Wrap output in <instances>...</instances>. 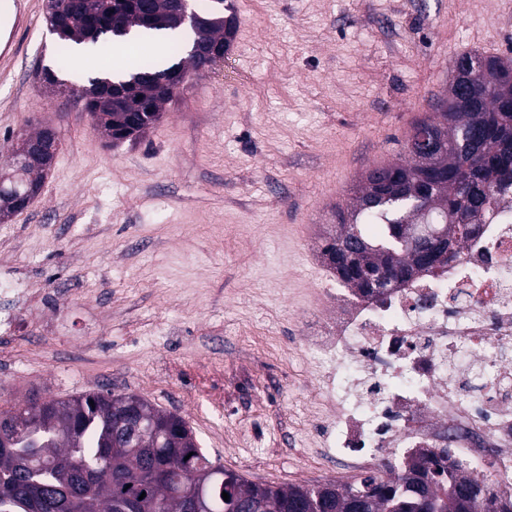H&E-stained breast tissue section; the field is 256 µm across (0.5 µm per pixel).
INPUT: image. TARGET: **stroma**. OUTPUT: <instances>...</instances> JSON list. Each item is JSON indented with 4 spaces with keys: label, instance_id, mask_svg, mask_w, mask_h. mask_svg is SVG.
Listing matches in <instances>:
<instances>
[{
    "label": "stroma",
    "instance_id": "1",
    "mask_svg": "<svg viewBox=\"0 0 512 512\" xmlns=\"http://www.w3.org/2000/svg\"><path fill=\"white\" fill-rule=\"evenodd\" d=\"M224 59L112 145L36 71L46 0H0V160L55 128L41 195L0 223V268L50 293L0 335V405L112 391L183 417L225 469L320 484L306 347L338 313L320 248L369 168L396 160L465 52L512 57V0H232Z\"/></svg>",
    "mask_w": 512,
    "mask_h": 512
}]
</instances>
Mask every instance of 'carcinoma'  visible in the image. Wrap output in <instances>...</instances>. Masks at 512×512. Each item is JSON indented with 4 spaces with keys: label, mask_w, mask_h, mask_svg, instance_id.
I'll list each match as a JSON object with an SVG mask.
<instances>
[{
    "label": "carcinoma",
    "mask_w": 512,
    "mask_h": 512,
    "mask_svg": "<svg viewBox=\"0 0 512 512\" xmlns=\"http://www.w3.org/2000/svg\"><path fill=\"white\" fill-rule=\"evenodd\" d=\"M169 0H154L156 21L147 23L132 0H57V16L66 29L55 48L53 74L68 70L71 42L96 45L97 59L114 49L113 29H177L166 18ZM203 16L224 18L193 42L228 49L238 18L232 4L224 13L210 4ZM168 64L153 58L132 63L123 77L99 75L86 93L96 94L100 80L121 85L142 79L139 92L158 101L172 96ZM456 79L432 126L442 140L429 164L412 153L364 174L352 201L336 212L337 224L321 248V257L343 241L356 247L350 266L327 264L344 288L368 296L414 275H431L457 258L476 235L482 220L495 215L512 185V58L462 55L455 59ZM160 118L139 113L126 99L97 104L93 122L137 136ZM424 224L434 238H446L448 252L433 261L402 241L400 225ZM11 433L0 447V512H78L89 499L95 512H184L181 494L203 495L209 512H512V498H497L484 481L448 471L442 458L424 450L405 461L385 464L394 474L382 481L369 475L354 483L316 485L252 483L214 463L180 416L154 408L136 394L85 393L66 400L0 407V429ZM228 493L229 500L222 498Z\"/></svg>",
    "instance_id": "1"
}]
</instances>
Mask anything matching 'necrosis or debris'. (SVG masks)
Wrapping results in <instances>:
<instances>
[{"mask_svg":"<svg viewBox=\"0 0 512 512\" xmlns=\"http://www.w3.org/2000/svg\"><path fill=\"white\" fill-rule=\"evenodd\" d=\"M336 302L332 339L307 347L331 409L325 453L361 472L444 448L511 497L512 196L447 272Z\"/></svg>","mask_w":512,"mask_h":512,"instance_id":"necrosis-or-debris-1","label":"necrosis or debris"}]
</instances>
